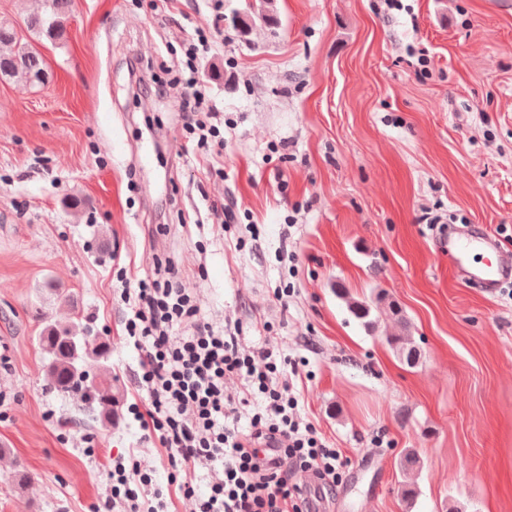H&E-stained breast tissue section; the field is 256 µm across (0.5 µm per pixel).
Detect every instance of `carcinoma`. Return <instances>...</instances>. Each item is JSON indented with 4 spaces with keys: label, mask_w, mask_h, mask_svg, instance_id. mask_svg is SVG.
Wrapping results in <instances>:
<instances>
[{
    "label": "carcinoma",
    "mask_w": 512,
    "mask_h": 512,
    "mask_svg": "<svg viewBox=\"0 0 512 512\" xmlns=\"http://www.w3.org/2000/svg\"><path fill=\"white\" fill-rule=\"evenodd\" d=\"M73 0H44V9L28 15L23 24L40 38L56 41L64 36L72 18ZM268 27L278 25L274 0H244L243 8L234 9L229 17L232 28L241 37L250 35L254 22ZM48 76L47 65L41 52L17 35L13 23L0 21V79L23 80L33 86L41 85ZM390 344L409 364L416 361L418 350L406 336L389 337ZM39 343L44 353V368L49 390L61 394L75 389L87 408L98 417L112 423L115 397L112 387L103 380L89 375L85 366L107 353L106 346L92 335L91 330L78 318L66 323H45Z\"/></svg>",
    "instance_id": "1"
}]
</instances>
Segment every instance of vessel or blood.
I'll return each instance as SVG.
<instances>
[{
    "instance_id": "1",
    "label": "vessel or blood",
    "mask_w": 512,
    "mask_h": 512,
    "mask_svg": "<svg viewBox=\"0 0 512 512\" xmlns=\"http://www.w3.org/2000/svg\"><path fill=\"white\" fill-rule=\"evenodd\" d=\"M444 249L456 270L484 286H496L501 278L512 275V251L488 235L460 232L449 236ZM475 255L482 258L477 267L470 263Z\"/></svg>"
}]
</instances>
